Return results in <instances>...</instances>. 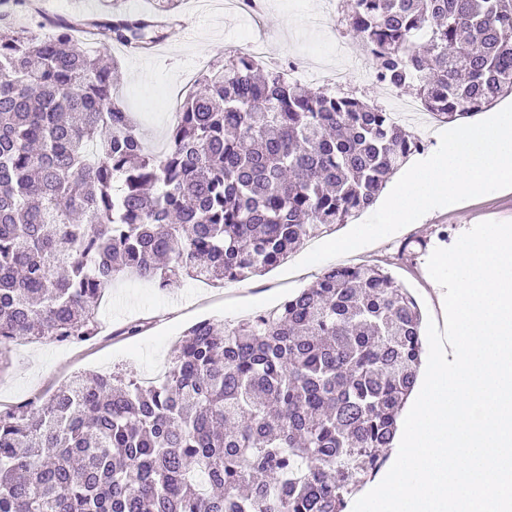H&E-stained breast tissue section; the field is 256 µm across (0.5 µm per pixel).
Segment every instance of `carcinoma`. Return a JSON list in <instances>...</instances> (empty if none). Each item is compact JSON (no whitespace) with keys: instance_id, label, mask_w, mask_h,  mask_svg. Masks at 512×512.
<instances>
[{"instance_id":"carcinoma-1","label":"carcinoma","mask_w":512,"mask_h":512,"mask_svg":"<svg viewBox=\"0 0 512 512\" xmlns=\"http://www.w3.org/2000/svg\"><path fill=\"white\" fill-rule=\"evenodd\" d=\"M0 11V371L20 338L98 334L121 274L242 281L376 202L420 152L379 106L229 52L162 154L114 88L170 16L102 0L37 28ZM376 78L452 123L512 95V0H347ZM100 46L85 52L74 34ZM416 297L336 265L235 326H189L160 377L80 374L0 414V512H346L383 465L425 354Z\"/></svg>"}]
</instances>
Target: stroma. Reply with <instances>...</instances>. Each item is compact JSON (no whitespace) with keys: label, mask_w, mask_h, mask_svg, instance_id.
<instances>
[{"label":"stroma","mask_w":512,"mask_h":512,"mask_svg":"<svg viewBox=\"0 0 512 512\" xmlns=\"http://www.w3.org/2000/svg\"><path fill=\"white\" fill-rule=\"evenodd\" d=\"M261 25L271 40L267 61L287 68L289 60L326 70L349 67L337 51L347 28L341 7H334L329 27L315 24L326 0H265ZM178 20L169 29L159 51L144 58L119 47L110 53L119 59L116 85L130 112L137 117L150 147L164 150L174 107L170 100L181 89L189 66L223 60L225 51H245L252 35V17L240 11L208 17L197 0H179ZM512 221V189L481 196L462 206L433 209L423 223L408 225L393 235L335 257V264L378 263L389 268L415 294L425 316L440 319V286L430 277L427 261L434 249L448 248L476 224ZM312 242H305L273 270L244 281L214 287L189 280L160 290L137 277L113 283L99 308L101 331L82 342L17 340L10 346V363L0 371V412L30 399L55 392L71 376L97 371L147 378L167 366L183 331L209 318L234 325L255 313L275 308L289 295L311 285L323 264L301 266ZM145 323L135 336L122 328Z\"/></svg>","instance_id":"35a3bbf8"}]
</instances>
